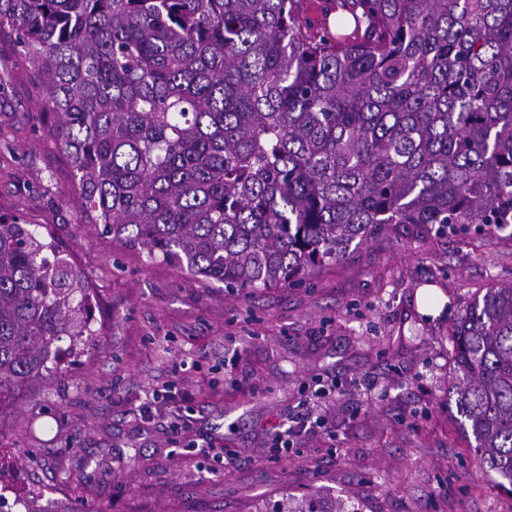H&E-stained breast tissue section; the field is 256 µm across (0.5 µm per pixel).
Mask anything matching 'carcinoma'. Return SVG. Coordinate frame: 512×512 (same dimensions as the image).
<instances>
[{
	"label": "carcinoma",
	"instance_id": "carcinoma-1",
	"mask_svg": "<svg viewBox=\"0 0 512 512\" xmlns=\"http://www.w3.org/2000/svg\"><path fill=\"white\" fill-rule=\"evenodd\" d=\"M0 0L83 210L234 290L301 282L385 224L512 227V0ZM0 218V402L95 335L89 284ZM455 407L512 493V285L454 325ZM264 512H350L290 498Z\"/></svg>",
	"mask_w": 512,
	"mask_h": 512
}]
</instances>
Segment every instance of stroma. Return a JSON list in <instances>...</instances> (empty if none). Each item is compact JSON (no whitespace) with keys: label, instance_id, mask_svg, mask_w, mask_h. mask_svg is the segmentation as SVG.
I'll use <instances>...</instances> for the list:
<instances>
[{"label":"stroma","instance_id":"1","mask_svg":"<svg viewBox=\"0 0 512 512\" xmlns=\"http://www.w3.org/2000/svg\"><path fill=\"white\" fill-rule=\"evenodd\" d=\"M44 107L0 32V217L41 225L89 280L102 330L0 403V480L16 496L42 488L46 512H254L315 489L358 512H512L448 392L452 326L512 283V233L391 224L298 284L231 293L90 224ZM166 382L179 414L147 406ZM319 391L329 435L267 461ZM206 441L223 463L198 452Z\"/></svg>","mask_w":512,"mask_h":512}]
</instances>
